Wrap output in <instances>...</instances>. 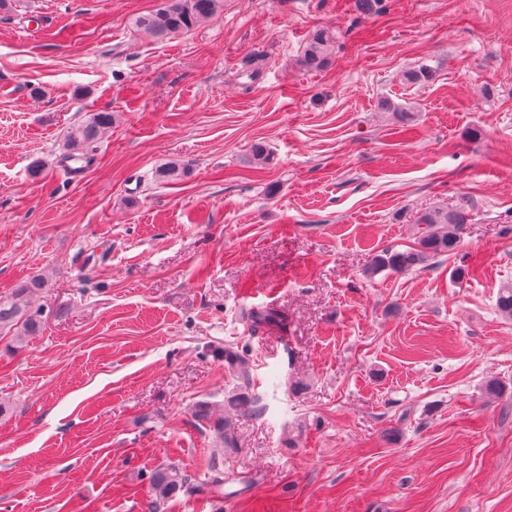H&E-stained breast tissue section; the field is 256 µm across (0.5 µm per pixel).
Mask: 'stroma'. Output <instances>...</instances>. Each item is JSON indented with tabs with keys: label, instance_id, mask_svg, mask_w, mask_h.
I'll return each instance as SVG.
<instances>
[{
	"label": "stroma",
	"instance_id": "35a3bbf8",
	"mask_svg": "<svg viewBox=\"0 0 512 512\" xmlns=\"http://www.w3.org/2000/svg\"><path fill=\"white\" fill-rule=\"evenodd\" d=\"M159 2L0 10V296L42 277L47 317L0 336V512H149L168 464L191 488L159 512H512V0H224L165 40L134 24ZM437 209L453 255L366 276ZM332 34L325 30L313 32L304 47L299 65L307 71H322L329 67L335 51ZM112 112L99 111L90 114L89 118L71 132L63 144V154L60 159L72 172L79 173L91 162L87 156V148L90 144L99 140L112 128ZM84 159L83 167H71L69 162ZM196 417L213 429L215 441L219 446L224 447V444L227 447L233 446L235 441L234 424L231 419L224 417V413L215 417L209 405L204 404L196 410Z\"/></svg>",
	"mask_w": 512,
	"mask_h": 512
}]
</instances>
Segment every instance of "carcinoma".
<instances>
[{"instance_id": "obj_1", "label": "carcinoma", "mask_w": 512, "mask_h": 512, "mask_svg": "<svg viewBox=\"0 0 512 512\" xmlns=\"http://www.w3.org/2000/svg\"><path fill=\"white\" fill-rule=\"evenodd\" d=\"M221 0H162L155 12L135 19V25L149 30L163 39L187 32L199 23L213 17L219 10ZM335 51L332 34L325 30L313 32L304 47L299 65L307 71H322L329 67ZM112 113L99 111L71 132L63 144L61 162L69 164L83 159L90 163L87 148L99 140L112 128ZM418 223L426 226L416 246L404 251H383L375 255L366 269L374 275L384 270L403 272L422 267L437 256L454 253L461 242L466 215L461 211H429L419 217ZM45 287L39 277L24 282L9 297L0 296V335L14 333L20 338L35 333L42 324V311L32 309L29 297ZM497 309L507 319H512V284L500 288L497 297ZM251 325L255 328L279 327L286 325V317L274 309L253 312ZM224 361L234 370L237 378L249 383V374L244 370L241 359L233 350L224 349ZM199 421L213 429L215 441L219 445L231 447L234 444V424L222 415H213L210 407L201 405L196 410ZM153 500L151 512L169 501L180 491L189 489L188 478L176 467L166 466L155 469L150 476Z\"/></svg>"}]
</instances>
